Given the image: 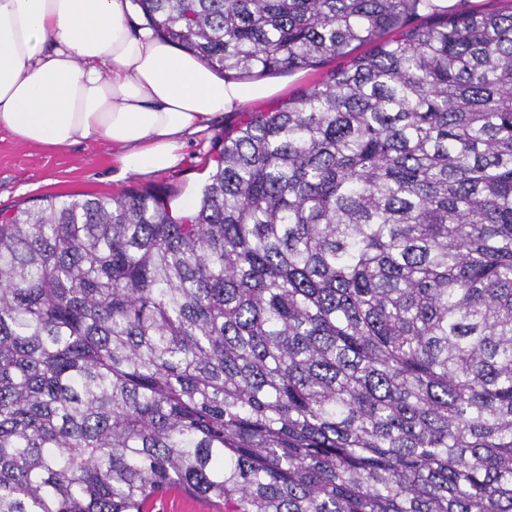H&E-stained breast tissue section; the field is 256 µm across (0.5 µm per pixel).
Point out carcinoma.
I'll return each mask as SVG.
<instances>
[{
  "label": "carcinoma",
  "instance_id": "carcinoma-1",
  "mask_svg": "<svg viewBox=\"0 0 512 512\" xmlns=\"http://www.w3.org/2000/svg\"><path fill=\"white\" fill-rule=\"evenodd\" d=\"M226 79L346 63L151 190L0 212V512H512V0H135Z\"/></svg>",
  "mask_w": 512,
  "mask_h": 512
}]
</instances>
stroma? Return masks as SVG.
<instances>
[{"mask_svg":"<svg viewBox=\"0 0 512 512\" xmlns=\"http://www.w3.org/2000/svg\"><path fill=\"white\" fill-rule=\"evenodd\" d=\"M337 65L332 59L318 69L266 76V83L275 85V93L247 103L245 110L286 102ZM241 113L233 111L218 117L208 130L187 139L177 167L146 177L122 173L112 155L111 142L105 140H85L48 151L21 143L0 129V209L24 207L48 196L116 194L132 189L162 191L175 207L195 202L214 164L216 139L239 122Z\"/></svg>","mask_w":512,"mask_h":512,"instance_id":"stroma-1","label":"stroma"}]
</instances>
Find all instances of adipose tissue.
Wrapping results in <instances>:
<instances>
[{"instance_id":"1","label":"adipose tissue","mask_w":512,"mask_h":512,"mask_svg":"<svg viewBox=\"0 0 512 512\" xmlns=\"http://www.w3.org/2000/svg\"><path fill=\"white\" fill-rule=\"evenodd\" d=\"M134 0H0V128L59 149L111 142L123 173L176 167L217 114L270 96L133 24Z\"/></svg>"}]
</instances>
